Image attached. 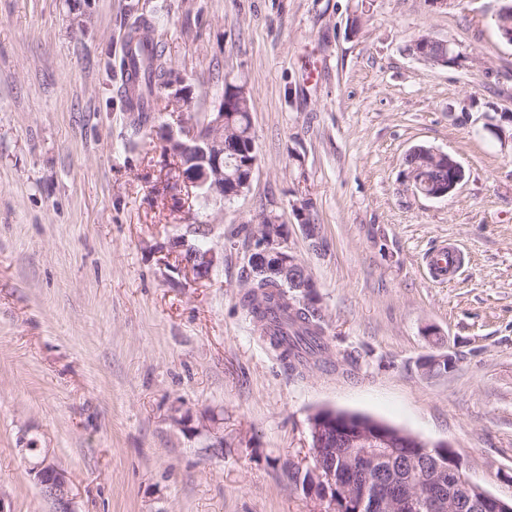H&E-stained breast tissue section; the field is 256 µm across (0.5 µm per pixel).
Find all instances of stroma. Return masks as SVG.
Instances as JSON below:
<instances>
[{
	"mask_svg": "<svg viewBox=\"0 0 512 512\" xmlns=\"http://www.w3.org/2000/svg\"><path fill=\"white\" fill-rule=\"evenodd\" d=\"M156 0H0V496L50 512L20 452L49 449L77 512H315L288 478L311 462L319 408L448 443L474 482L512 497V45L504 0H166L165 53L190 88L156 125L203 123L226 83L251 101L258 162L233 202L199 205L108 70L130 7ZM362 12L351 32L349 20ZM446 41L444 65L409 52ZM500 125L503 135L491 132ZM416 145L451 154L448 197L407 189ZM313 203L326 244L295 215ZM288 224L336 370L289 376L239 305L236 235ZM208 224L222 263L194 279L169 251ZM454 245L456 274L427 257ZM456 360L420 369L434 344ZM358 359L356 369L346 355ZM210 410L224 448L170 422Z\"/></svg>",
	"mask_w": 512,
	"mask_h": 512,
	"instance_id": "stroma-1",
	"label": "stroma"
}]
</instances>
